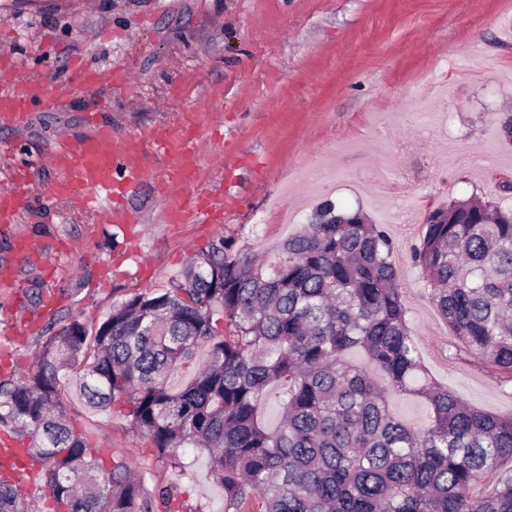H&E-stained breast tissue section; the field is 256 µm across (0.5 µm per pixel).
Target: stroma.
Here are the masks:
<instances>
[{
    "mask_svg": "<svg viewBox=\"0 0 512 512\" xmlns=\"http://www.w3.org/2000/svg\"><path fill=\"white\" fill-rule=\"evenodd\" d=\"M111 70L97 94H73L74 56ZM62 90L54 107L0 115V191L27 171L18 223H0V381H19L46 337L71 319L97 328L113 303L169 287L196 252L223 238L260 255L307 222L324 200L384 225L423 362L472 406L512 413V382L455 338L411 258L430 209L479 197L512 206V0H0V58ZM437 110L434 124L410 112ZM112 130L142 175L115 205L73 216L50 196V153L87 130ZM200 136L196 174L167 167L158 139ZM223 200L212 222L168 213L185 197ZM30 240L34 253L18 249ZM69 419L104 459H123L147 489L177 482L192 512H224V492L199 457L176 478L118 410L90 409L76 371L63 384Z\"/></svg>",
    "mask_w": 512,
    "mask_h": 512,
    "instance_id": "35a3bbf8",
    "label": "stroma"
}]
</instances>
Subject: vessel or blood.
<instances>
[{
    "label": "vessel or blood",
    "mask_w": 512,
    "mask_h": 512,
    "mask_svg": "<svg viewBox=\"0 0 512 512\" xmlns=\"http://www.w3.org/2000/svg\"><path fill=\"white\" fill-rule=\"evenodd\" d=\"M80 74L77 87L79 92L85 94L98 92L112 80V73L108 70L84 68ZM58 100L56 88L44 81L34 82L22 77L10 60L0 61V112L17 119L33 102L52 106ZM111 138V130L101 126L76 142L59 144L52 153L53 165L58 173L51 187L52 194L68 198L74 206L88 210L94 207L101 194L112 193V172L118 158L107 147ZM162 149L170 165L186 173L194 171L199 155L195 142H166ZM26 197V182L23 176H16L12 187L0 193V221L14 222Z\"/></svg>",
    "instance_id": "b4317fda"
}]
</instances>
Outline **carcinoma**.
I'll list each match as a JSON object with an SVG mask.
<instances>
[{"label":"carcinoma","instance_id":"cac0c4a2","mask_svg":"<svg viewBox=\"0 0 512 512\" xmlns=\"http://www.w3.org/2000/svg\"><path fill=\"white\" fill-rule=\"evenodd\" d=\"M222 238L170 287L112 306L89 335L77 319L43 343L36 367L0 383V430L29 439L52 512H175L177 485L143 487L128 463L105 468L68 420L62 384L78 368L86 405L124 411L178 476L208 454L224 512L258 497L265 512H512V414L494 415L431 379L411 334L394 244L361 210L321 202L262 261ZM459 350L512 382V208L452 199L428 213L412 248ZM206 355L178 390L169 375ZM360 348L377 381L346 355ZM279 389L283 416L261 410ZM423 399L415 427L390 398ZM498 474L486 494L476 489ZM0 512H40L0 479Z\"/></svg>","mask_w":512,"mask_h":512}]
</instances>
